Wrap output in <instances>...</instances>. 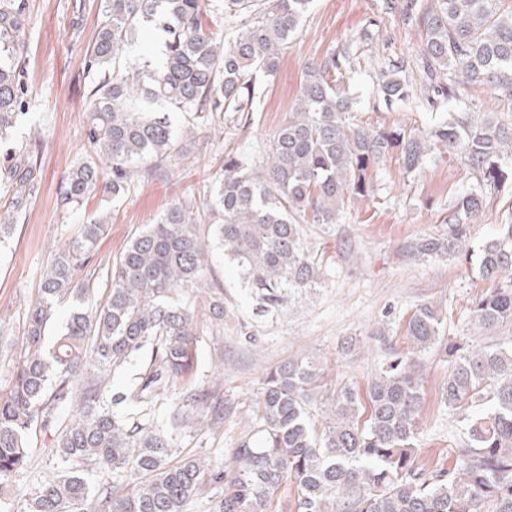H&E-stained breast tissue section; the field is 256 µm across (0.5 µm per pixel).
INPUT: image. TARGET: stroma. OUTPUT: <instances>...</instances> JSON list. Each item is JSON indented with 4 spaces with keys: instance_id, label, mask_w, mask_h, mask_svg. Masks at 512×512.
Masks as SVG:
<instances>
[{
    "instance_id": "1",
    "label": "stroma",
    "mask_w": 512,
    "mask_h": 512,
    "mask_svg": "<svg viewBox=\"0 0 512 512\" xmlns=\"http://www.w3.org/2000/svg\"><path fill=\"white\" fill-rule=\"evenodd\" d=\"M25 69L28 104L17 119L18 144L37 141L40 186L16 220L11 237L0 244V393L10 387L20 349L26 313L44 274L63 243L77 238L84 224L107 211L108 224L76 282L92 280L98 297L110 286L100 270L116 260L130 238L156 223L170 203L195 198L206 202L221 172L227 152L251 162L263 160L272 134L291 109L305 66L331 49L353 42L364 60L361 70L344 79L360 105L357 122L371 125H413L431 120V112L400 105L377 106L374 68L370 60L386 54L417 66L423 35L415 26L383 13L384 0H314L299 34L283 50L275 76L263 78L264 101L249 127L225 123L223 134L210 125L197 127V156L184 160L168 177L139 184L116 201L90 197L83 204L63 207L60 181L65 172L93 155L87 129L85 60L99 21L100 0H24ZM370 40H360L363 28ZM376 196L348 203L334 224H308L304 235L321 263L324 281L279 312H266L243 288L235 267L222 249L212 252V282L224 291V327L206 330L198 345L197 369L190 382L172 384L161 399L158 422L177 409L187 385L209 387L220 382L224 401L233 412L214 428L182 429L175 445L221 469L241 440L255 427L252 409L264 373L280 361L309 356L327 364L331 379L365 389L369 380L411 344L405 325L418 305L440 308L441 330L461 335L472 300L490 288L477 264L466 261H419L406 257L403 244L413 238L447 232L448 207L473 187L472 173L453 156L433 152L421 168L405 174L398 161L385 159L376 168ZM512 221V185L491 191L483 211L471 226L474 242L491 237L497 226ZM425 399L417 436L421 464H447L448 448L464 437L462 424L440 397L448 373L441 351L421 356ZM75 405L61 406L57 424L37 430L29 443V459L0 493V512H24L25 496L56 474L61 460L55 451L60 426Z\"/></svg>"
}]
</instances>
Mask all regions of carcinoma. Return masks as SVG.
Instances as JSON below:
<instances>
[{
	"label": "carcinoma",
	"mask_w": 512,
	"mask_h": 512,
	"mask_svg": "<svg viewBox=\"0 0 512 512\" xmlns=\"http://www.w3.org/2000/svg\"><path fill=\"white\" fill-rule=\"evenodd\" d=\"M314 0H217L228 38L213 30L203 0H101L90 46L89 143L95 155L62 177L69 206L92 193L121 198L192 155L196 137L178 135L170 111L187 125L205 117L245 127L264 97L257 74L272 76ZM384 9L423 35L415 90L402 59L376 60L378 100L462 103V85L483 86L512 106V3L508 0H385ZM23 0H0V142L7 139L23 99ZM164 33L159 56L146 50L121 58L144 28ZM360 64L353 44L307 67L291 112L274 132L260 169L234 153L212 188L208 223L191 199L179 200L135 234L112 265V288L96 299L90 283H74L105 224L83 225L81 236L57 253L26 318L12 385L0 394V492L27 463L30 436L46 429L56 410L77 403L56 452L64 474L42 482L25 512H187L198 497L224 488L214 512H276L278 492L294 488L296 512H512V340L483 335L512 324V223L501 224L478 249L470 223L487 191L512 178V126L477 118L459 107L427 128L372 126L352 120L357 102L343 86ZM457 155L476 185L449 206L448 234L415 238L407 256L424 261L476 257L481 275L497 282L472 302L471 336L446 338L432 304L409 317L406 336L417 353L448 356L441 402L466 436L448 448L453 465L418 462L416 435L424 400L420 363L397 355L368 382L365 396L348 383H330L325 367L297 357L263 376L254 416L258 430L215 470L184 455L172 433L190 423L213 427L229 408L214 388L187 390L171 432L154 425L157 398L197 368L204 329L185 294L208 290L210 323H224V291L211 283V249L225 248L245 287L269 311L322 283L303 223L335 224L346 203L375 197L373 173L391 156L411 174L429 153ZM38 151L18 147L0 168V192L17 217L38 183ZM70 314L52 345L45 332L57 308ZM144 373L103 405L110 374L145 348ZM105 477L93 489L88 468Z\"/></svg>",
	"instance_id": "carcinoma-1"
}]
</instances>
